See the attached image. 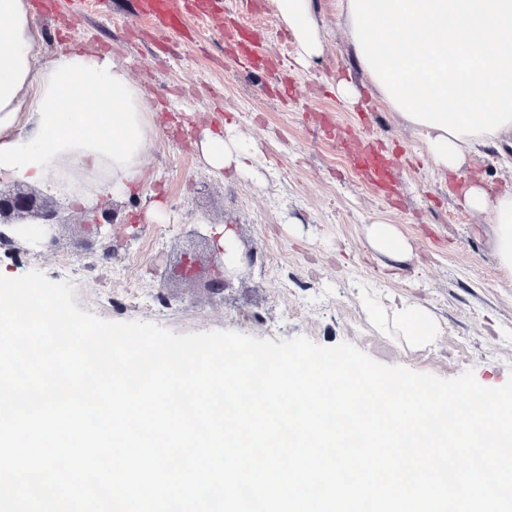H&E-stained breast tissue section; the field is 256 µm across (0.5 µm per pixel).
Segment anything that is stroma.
Wrapping results in <instances>:
<instances>
[{
	"label": "stroma",
	"mask_w": 512,
	"mask_h": 512,
	"mask_svg": "<svg viewBox=\"0 0 512 512\" xmlns=\"http://www.w3.org/2000/svg\"><path fill=\"white\" fill-rule=\"evenodd\" d=\"M31 2L46 33L40 60L67 40L112 53L160 112L138 189L107 201L116 218L111 236L84 248L77 229L84 212L66 206L56 246L17 238L0 248V274L39 270L53 281L60 264L110 247L111 268L73 280L76 305L103 319L177 334L304 336L325 347L346 341L379 363L441 378L470 369L487 388L512 376V276L499 267L488 220L462 210V179L435 168L413 129L378 99L364 95L352 111L337 102L330 82L353 60L335 0H317L327 45L306 69L293 66L294 47L270 0H215L205 21L196 18L199 0H182L185 23L176 32L144 21L137 0H95L87 9L76 0ZM246 40L260 43L263 73L240 68ZM329 118L379 141L395 161L393 194L359 180L324 131ZM227 123L259 150V164L236 177L214 173L194 148L204 130ZM155 207L172 227L161 239L147 218ZM201 216L205 234L232 225L241 251L256 254L220 295L202 280L183 287L173 275ZM377 220L408 238V261L391 268L372 250L366 228ZM274 251L277 266L268 262ZM129 264L160 303L134 299L121 273ZM403 302L434 318L436 336L416 342L402 334L393 310Z\"/></svg>",
	"instance_id": "obj_1"
}]
</instances>
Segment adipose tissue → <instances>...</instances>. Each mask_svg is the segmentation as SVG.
<instances>
[{"label": "adipose tissue", "mask_w": 512, "mask_h": 512, "mask_svg": "<svg viewBox=\"0 0 512 512\" xmlns=\"http://www.w3.org/2000/svg\"><path fill=\"white\" fill-rule=\"evenodd\" d=\"M308 67L325 50L314 0H272ZM356 68L372 94L414 130L433 165L464 176L477 148L512 133V0H336ZM28 0H0V185L31 184L83 209L127 195L157 110L113 56L71 43L48 61ZM216 173L251 169L245 138L215 131L195 144ZM94 176L86 193L79 178ZM461 205L487 216L500 266L512 272V186L469 181ZM373 250L394 265L412 247L391 224L370 225Z\"/></svg>", "instance_id": "obj_1"}]
</instances>
